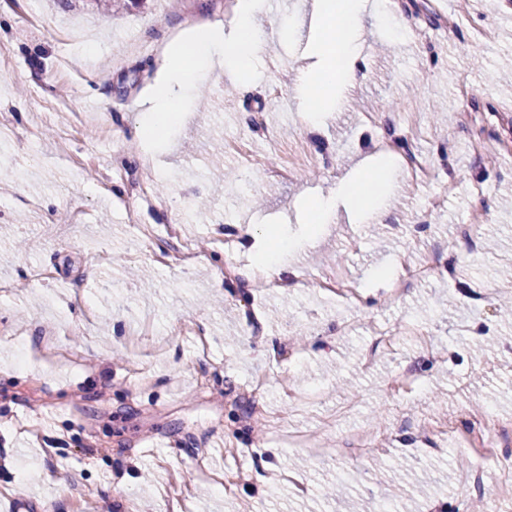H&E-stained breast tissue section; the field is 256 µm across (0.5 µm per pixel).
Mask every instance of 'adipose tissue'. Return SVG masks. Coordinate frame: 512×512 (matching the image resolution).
Wrapping results in <instances>:
<instances>
[{
	"label": "adipose tissue",
	"instance_id": "adipose-tissue-1",
	"mask_svg": "<svg viewBox=\"0 0 512 512\" xmlns=\"http://www.w3.org/2000/svg\"><path fill=\"white\" fill-rule=\"evenodd\" d=\"M365 4L366 0H315L322 35L314 49L321 64L308 82L309 94L304 95L300 104L310 132L319 130L330 102L336 98L337 88L355 85L359 80L355 68L357 35ZM266 7V0H239L237 24L232 34L207 26L198 31L191 43L173 41L164 47L160 64L163 81L141 105L142 111L148 114L143 136L161 140L181 121L203 91L202 74L214 63H221L225 75L236 81L239 92L247 91L242 76L266 52V34L256 24L257 16ZM390 181L389 169L380 166L356 179L341 182L335 191L311 199L308 211L313 229L305 241L281 236L264 239L265 244L257 251L252 265L254 274L281 275L289 256L300 244H317L325 227L333 223L339 202L353 204L358 223L379 222L385 212L386 187Z\"/></svg>",
	"mask_w": 512,
	"mask_h": 512
}]
</instances>
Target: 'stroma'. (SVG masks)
Listing matches in <instances>:
<instances>
[{
	"label": "stroma",
	"instance_id": "obj_1",
	"mask_svg": "<svg viewBox=\"0 0 512 512\" xmlns=\"http://www.w3.org/2000/svg\"><path fill=\"white\" fill-rule=\"evenodd\" d=\"M237 0H135L107 13L90 0H0V512H472L484 489L468 477L472 451L436 435L457 406L512 420V326L498 300L512 267V83L499 64L512 55V0H376L365 13L362 83L341 92L319 139L307 136L298 102L319 33L313 0H285L259 23L272 49L247 73L249 89L224 95V72L206 79L195 103L161 146L141 142V102L156 84V59L187 27L232 31ZM410 20L395 35L382 21ZM458 27L448 29V18ZM495 29L482 46L476 28ZM98 45L84 56L81 45ZM473 92L459 98L460 81ZM285 97L268 99L266 90ZM264 111L296 175L253 174L244 194L229 183L210 210L219 168L213 144L249 138L269 164L263 136L242 116ZM403 140L430 164L418 185L394 174L382 222L354 224L346 205L316 248L288 259L285 290L271 291L214 266L213 239L250 265L241 227L303 240L302 199L327 192L380 159L379 142ZM437 210L430 197L447 193ZM153 187L140 225L121 205L132 187ZM482 186V198L470 190ZM491 221L472 252L455 226L473 206ZM452 257L432 281L387 300L397 260ZM358 282L364 307L316 294L323 274ZM416 322L431 346L402 334ZM192 324L208 336L200 352L163 327ZM399 332L394 352L376 353L373 327ZM56 330L78 365L38 350ZM269 336L272 346L260 343ZM31 352L15 365L16 343ZM413 367L423 389L388 396L387 380ZM269 380L245 396L251 375ZM207 379L199 390L198 379ZM358 430L385 432L390 446L356 455ZM246 477L224 494L197 474L198 461Z\"/></svg>",
	"mask_w": 512,
	"mask_h": 512
}]
</instances>
